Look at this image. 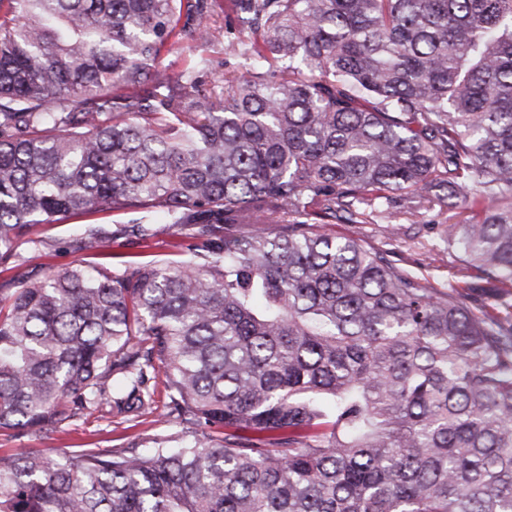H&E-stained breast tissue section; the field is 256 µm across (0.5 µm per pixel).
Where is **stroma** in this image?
<instances>
[{"label": "stroma", "mask_w": 512, "mask_h": 512, "mask_svg": "<svg viewBox=\"0 0 512 512\" xmlns=\"http://www.w3.org/2000/svg\"><path fill=\"white\" fill-rule=\"evenodd\" d=\"M394 224L401 225L402 233L391 238L386 229ZM448 224L447 215L425 210L412 211L403 200L397 199L387 210L377 214L374 223H338L332 225L331 230L336 235L357 238L364 245L388 252L397 266L424 277L430 287L442 289L453 280L458 266L456 256L449 253L446 243ZM85 225V219L79 218L38 226V247H24L14 268L0 272V293L10 292L15 280L19 278L41 281L49 273L76 263L101 261L99 249L84 234ZM194 244L195 240L189 231L161 222L156 224L152 238L143 241L132 235H123L112 244L111 249L141 261H181L189 257ZM151 387L154 392V410L140 417L135 427H127L121 418L96 409L69 422L63 429L54 431L42 443L28 437L15 438L2 433L0 453L42 444L48 448L50 456L54 457L74 446L127 448L156 434L182 431V424L168 422L160 417L169 401L164 374H157Z\"/></svg>", "instance_id": "1"}]
</instances>
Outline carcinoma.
Wrapping results in <instances>:
<instances>
[{
  "label": "carcinoma",
  "mask_w": 512,
  "mask_h": 512,
  "mask_svg": "<svg viewBox=\"0 0 512 512\" xmlns=\"http://www.w3.org/2000/svg\"><path fill=\"white\" fill-rule=\"evenodd\" d=\"M229 22L246 75L208 53ZM394 194L458 210L461 277L512 306V0H0V265L109 212L103 249L199 240L0 296V431L130 421L159 370L194 425L19 448L0 512H512V326L325 230ZM154 228V236L146 241L132 235L120 236L107 252L136 256L134 258L141 261H181L189 257L197 242L189 231L165 224V221L154 224Z\"/></svg>",
  "instance_id": "1"
}]
</instances>
